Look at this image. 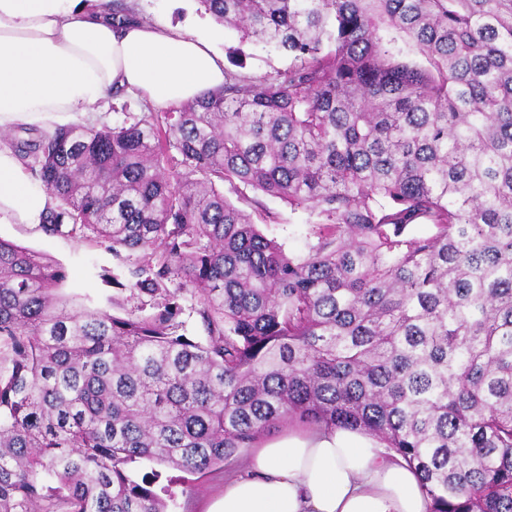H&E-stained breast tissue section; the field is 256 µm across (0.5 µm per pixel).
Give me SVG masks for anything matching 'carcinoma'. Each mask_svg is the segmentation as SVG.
I'll use <instances>...</instances> for the list:
<instances>
[{"label": "carcinoma", "mask_w": 512, "mask_h": 512, "mask_svg": "<svg viewBox=\"0 0 512 512\" xmlns=\"http://www.w3.org/2000/svg\"><path fill=\"white\" fill-rule=\"evenodd\" d=\"M201 2L288 68L129 126L18 128L43 230L145 252L154 303L91 309L0 239V512H168L160 469L294 420L379 438L429 512H512V0ZM223 184L316 213L305 252Z\"/></svg>", "instance_id": "obj_1"}]
</instances>
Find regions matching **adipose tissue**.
I'll list each match as a JSON object with an SVG mask.
<instances>
[{"mask_svg":"<svg viewBox=\"0 0 512 512\" xmlns=\"http://www.w3.org/2000/svg\"><path fill=\"white\" fill-rule=\"evenodd\" d=\"M224 85L208 39L134 19L117 24L97 0H0V222L41 224L53 205L6 137L45 134L115 91L177 108ZM415 470L360 429L288 430L261 442L206 512H428Z\"/></svg>","mask_w":512,"mask_h":512,"instance_id":"adipose-tissue-1","label":"adipose tissue"}]
</instances>
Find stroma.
<instances>
[{"mask_svg":"<svg viewBox=\"0 0 512 512\" xmlns=\"http://www.w3.org/2000/svg\"><path fill=\"white\" fill-rule=\"evenodd\" d=\"M141 20L148 24H170L196 30L210 15L201 0H135ZM215 50L224 57L225 66L242 73L261 75L286 68V55L270 47L256 46L241 40L237 31L218 28ZM151 105L124 93L109 97L95 105L84 117V124L96 127L128 125L152 113ZM254 204L252 213L270 212L277 220L272 232L286 249L304 251L309 222L314 219L307 211H291L288 205L262 192L250 191ZM0 239L13 242L43 254L65 267L68 273L67 294L89 298L92 305L107 307L109 298L116 297L126 308L140 306V297L130 290L118 288L101 280L102 271L124 275L127 267L141 265L148 257L141 251H125L114 256L109 243L95 239L78 240L64 235H52L28 224H1ZM245 455H238L224 467L209 472L194 482L192 490L177 493L171 512H202L204 505L220 497L224 481L234 476L243 466Z\"/></svg>","mask_w":512,"mask_h":512,"instance_id":"35a3bbf8","label":"stroma"}]
</instances>
